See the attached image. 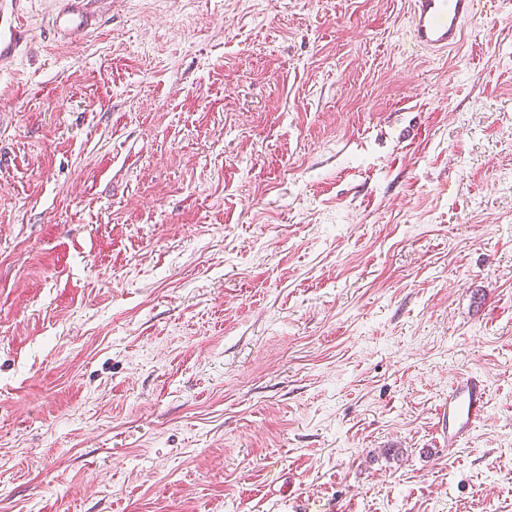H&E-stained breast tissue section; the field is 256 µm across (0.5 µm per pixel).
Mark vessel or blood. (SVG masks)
<instances>
[{"mask_svg":"<svg viewBox=\"0 0 512 512\" xmlns=\"http://www.w3.org/2000/svg\"><path fill=\"white\" fill-rule=\"evenodd\" d=\"M51 18L53 28L83 38L95 28L92 0H57ZM411 36L416 46L446 52L459 47L466 24L478 12V0H410ZM28 34L12 25L0 29V63L11 62L19 54ZM487 412V395L482 380L474 375L455 379L448 387V403L442 414V429L449 449H456Z\"/></svg>","mask_w":512,"mask_h":512,"instance_id":"vessel-or-blood-1","label":"vessel or blood"}]
</instances>
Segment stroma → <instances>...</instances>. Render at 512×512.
<instances>
[{
    "instance_id": "1",
    "label": "stroma",
    "mask_w": 512,
    "mask_h": 512,
    "mask_svg": "<svg viewBox=\"0 0 512 512\" xmlns=\"http://www.w3.org/2000/svg\"><path fill=\"white\" fill-rule=\"evenodd\" d=\"M55 8L0 0V512H512V0L446 54L408 0ZM59 4L51 18L52 27L82 39L95 28L96 21L89 5L95 0H56ZM28 37V33L19 26L9 25L7 31L0 27V63L13 61ZM487 412V395L483 381L474 375L455 379L448 386L441 428L448 434V451L453 453Z\"/></svg>"
}]
</instances>
